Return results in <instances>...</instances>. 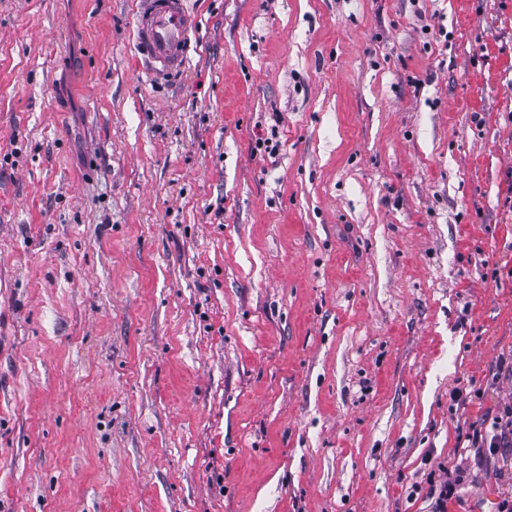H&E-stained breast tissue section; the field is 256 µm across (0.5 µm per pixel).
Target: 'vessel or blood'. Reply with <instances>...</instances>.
Here are the masks:
<instances>
[{
  "label": "vessel or blood",
  "instance_id": "1",
  "mask_svg": "<svg viewBox=\"0 0 512 512\" xmlns=\"http://www.w3.org/2000/svg\"><path fill=\"white\" fill-rule=\"evenodd\" d=\"M196 27L188 0H139L134 50L147 64L149 76L171 75L187 67Z\"/></svg>",
  "mask_w": 512,
  "mask_h": 512
}]
</instances>
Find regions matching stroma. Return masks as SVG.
<instances>
[{
    "mask_svg": "<svg viewBox=\"0 0 512 512\" xmlns=\"http://www.w3.org/2000/svg\"><path fill=\"white\" fill-rule=\"evenodd\" d=\"M0 0V512H498L512 0ZM196 27L197 17L187 0H139L134 50L147 64L150 77L188 66L190 36ZM505 422L503 428L499 429V433L493 434L492 436L482 435L479 432L473 431L472 435H467V439L471 442L473 448H484L485 445L488 448H507L500 447V445L510 444L512 446V406L505 410ZM443 477L436 483L430 485L429 494L436 495L435 497V511L432 512H447L448 500H451L457 493L461 484V476L458 472H451L448 469H443Z\"/></svg>",
    "mask_w": 512,
    "mask_h": 512,
    "instance_id": "obj_1",
    "label": "stroma"
}]
</instances>
